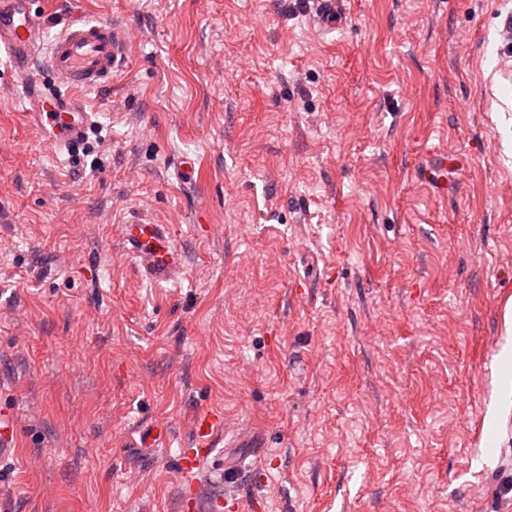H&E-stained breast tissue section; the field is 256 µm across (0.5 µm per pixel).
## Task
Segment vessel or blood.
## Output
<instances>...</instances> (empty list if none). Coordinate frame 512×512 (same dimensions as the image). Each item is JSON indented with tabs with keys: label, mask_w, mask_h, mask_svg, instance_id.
Here are the masks:
<instances>
[{
	"label": "vessel or blood",
	"mask_w": 512,
	"mask_h": 512,
	"mask_svg": "<svg viewBox=\"0 0 512 512\" xmlns=\"http://www.w3.org/2000/svg\"><path fill=\"white\" fill-rule=\"evenodd\" d=\"M310 19L319 32L340 28L346 17L345 0H311ZM35 0H0V54L22 81L24 110L38 138L64 151L74 146L92 125L93 113L84 111L78 91L101 87L127 67L130 32L116 22L73 19L52 40H45L46 21ZM57 91L44 92L45 79ZM128 253L150 280L163 283L183 268L182 255L168 225L131 217L122 227ZM228 427L224 414L208 410L195 416L192 445L184 449L177 478L185 512H263L261 500L243 503L236 495L203 498L204 466L221 471L227 484H236L239 472L220 458L217 449Z\"/></svg>",
	"instance_id": "1"
}]
</instances>
